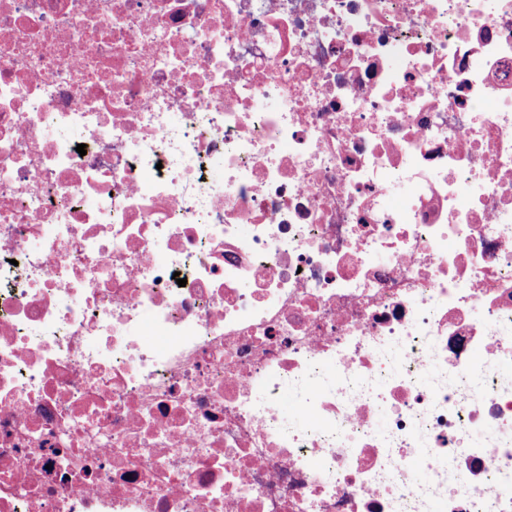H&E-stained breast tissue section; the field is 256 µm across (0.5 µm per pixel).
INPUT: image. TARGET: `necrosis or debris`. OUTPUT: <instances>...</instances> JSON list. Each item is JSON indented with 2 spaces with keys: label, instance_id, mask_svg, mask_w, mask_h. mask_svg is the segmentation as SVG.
<instances>
[{
  "label": "necrosis or debris",
  "instance_id": "necrosis-or-debris-1",
  "mask_svg": "<svg viewBox=\"0 0 512 512\" xmlns=\"http://www.w3.org/2000/svg\"><path fill=\"white\" fill-rule=\"evenodd\" d=\"M0 512H512V0H0Z\"/></svg>",
  "mask_w": 512,
  "mask_h": 512
}]
</instances>
